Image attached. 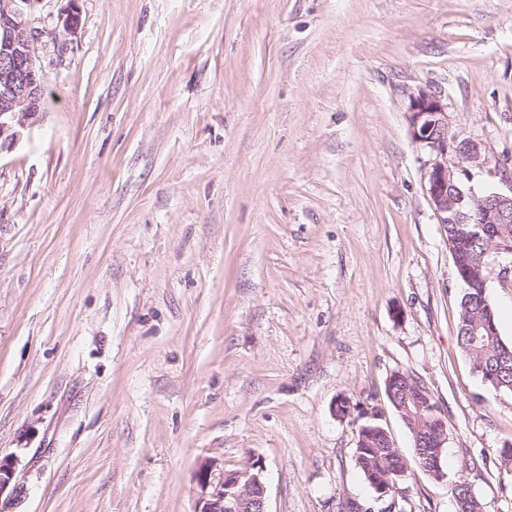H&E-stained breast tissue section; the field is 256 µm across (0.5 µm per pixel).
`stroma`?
Returning <instances> with one entry per match:
<instances>
[{"label":"stroma","mask_w":512,"mask_h":512,"mask_svg":"<svg viewBox=\"0 0 512 512\" xmlns=\"http://www.w3.org/2000/svg\"><path fill=\"white\" fill-rule=\"evenodd\" d=\"M42 0L46 93L0 150V512H194L203 460L265 466L268 512L372 489L360 426L404 458L386 394L417 377L446 477L409 466L403 512L468 479L512 512V395L471 372L462 286L424 191L412 96L439 92L512 191V0ZM512 344V254L488 257ZM348 416L334 412L339 399Z\"/></svg>","instance_id":"obj_1"}]
</instances>
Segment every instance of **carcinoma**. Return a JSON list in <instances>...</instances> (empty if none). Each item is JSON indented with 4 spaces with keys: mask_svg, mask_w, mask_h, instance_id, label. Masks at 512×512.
<instances>
[{
    "mask_svg": "<svg viewBox=\"0 0 512 512\" xmlns=\"http://www.w3.org/2000/svg\"><path fill=\"white\" fill-rule=\"evenodd\" d=\"M467 225L450 224L445 228L448 242L457 258L480 259L490 249L487 238H475L466 233ZM497 322L495 307L482 294V288L462 283V296L457 326V341L469 363L471 371L494 391L512 395V345L503 342L499 336H486L479 329L485 321ZM401 420L410 434L423 432L429 435L430 446L413 449V462L428 477L440 480L437 462L443 460L445 449L440 447L443 435L442 425L424 419L422 421L406 414ZM354 465L363 478L375 470L388 476L396 486L402 479L400 472L408 463L394 446L368 448L354 458ZM457 512H483V503L470 485L459 483L452 488Z\"/></svg>",
    "mask_w": 512,
    "mask_h": 512,
    "instance_id": "1",
    "label": "carcinoma"
}]
</instances>
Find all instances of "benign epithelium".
Instances as JSON below:
<instances>
[{"label":"benign epithelium","mask_w":512,"mask_h":512,"mask_svg":"<svg viewBox=\"0 0 512 512\" xmlns=\"http://www.w3.org/2000/svg\"><path fill=\"white\" fill-rule=\"evenodd\" d=\"M42 0H0V144L17 142L22 130L36 123L42 112L44 81L35 58L36 31L28 16ZM63 18L71 34L80 26L78 0H69ZM409 127L414 142L433 154L425 176V191L437 223L472 224L479 237L496 238V225L512 224V192H490L477 196L466 186L471 168L485 159L479 146L461 139L448 129L447 106L436 92L421 90L413 97ZM453 156L457 162L448 163ZM488 263L466 261L458 275L466 282L487 283L482 269ZM15 479V461L0 459V494ZM199 495L194 512H268L264 465L251 458L237 470L215 471L206 460L197 471Z\"/></svg>","instance_id":"obj_1"}]
</instances>
